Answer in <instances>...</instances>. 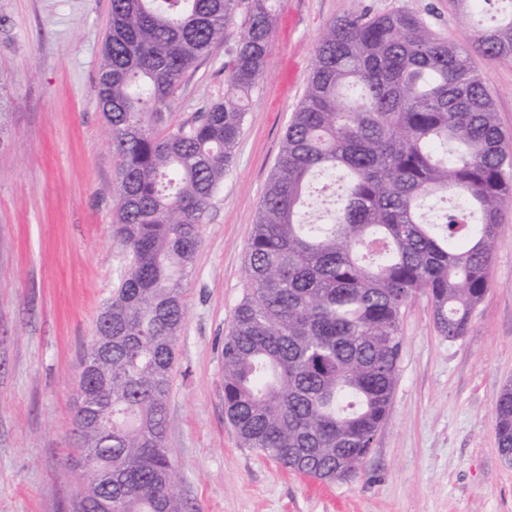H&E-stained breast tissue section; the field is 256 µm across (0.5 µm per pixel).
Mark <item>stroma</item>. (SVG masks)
<instances>
[{
  "label": "stroma",
  "instance_id": "stroma-1",
  "mask_svg": "<svg viewBox=\"0 0 512 512\" xmlns=\"http://www.w3.org/2000/svg\"><path fill=\"white\" fill-rule=\"evenodd\" d=\"M264 74L249 97L234 161L201 226L185 292L168 404L167 448L185 512H512V464L495 401L512 384V205L492 286L451 341L427 295L403 319L389 415L357 476L326 483L241 447L224 413L221 346L245 294L252 224L303 97L316 42L356 10L405 8L448 42L474 30L450 0H272ZM111 0H0V512H72L75 376L127 264L112 238L117 159L97 99ZM224 49L189 71L167 112L189 119L224 96ZM296 68L281 89L284 60ZM473 63L512 134V60Z\"/></svg>",
  "mask_w": 512,
  "mask_h": 512
}]
</instances>
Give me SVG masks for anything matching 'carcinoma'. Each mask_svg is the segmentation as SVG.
<instances>
[{
	"label": "carcinoma",
	"mask_w": 512,
	"mask_h": 512,
	"mask_svg": "<svg viewBox=\"0 0 512 512\" xmlns=\"http://www.w3.org/2000/svg\"><path fill=\"white\" fill-rule=\"evenodd\" d=\"M451 3L477 29L475 52L512 59V0ZM273 23L271 0H111L97 97L118 159L112 237L130 263L112 297V347L95 352L101 313L80 361L95 364L79 372L72 421L81 509L184 512L166 435L185 288ZM230 40L224 99L167 123L184 76ZM511 139L469 54L422 17L361 11L326 27L221 348L224 412L242 446L323 482L359 473L388 416L408 302L427 294L455 341L491 286ZM495 414L507 460L511 384Z\"/></svg>",
	"instance_id": "cac0c4a2"
}]
</instances>
